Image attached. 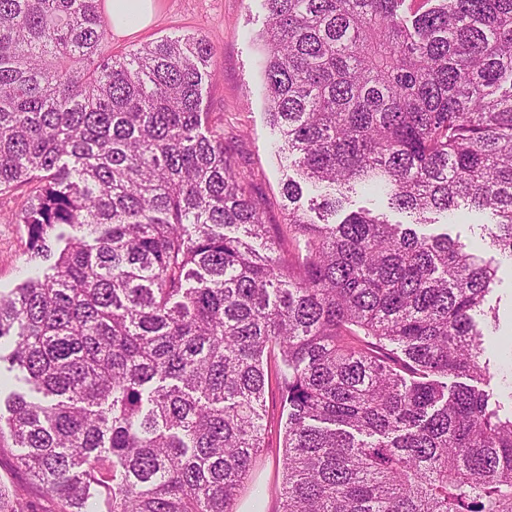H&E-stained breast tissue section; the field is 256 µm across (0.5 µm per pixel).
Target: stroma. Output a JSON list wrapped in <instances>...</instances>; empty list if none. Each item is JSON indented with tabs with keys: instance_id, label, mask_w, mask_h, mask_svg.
<instances>
[{
	"instance_id": "1",
	"label": "stroma",
	"mask_w": 512,
	"mask_h": 512,
	"mask_svg": "<svg viewBox=\"0 0 512 512\" xmlns=\"http://www.w3.org/2000/svg\"><path fill=\"white\" fill-rule=\"evenodd\" d=\"M154 18L148 26L126 36L108 35L112 54L123 55L166 36L202 35L214 48L212 76L203 89V107L224 118V135L237 157L253 173L255 193L268 208L271 223L282 221L281 182L285 170L275 146L280 134L267 122L259 34L265 24L264 0H155ZM29 196L28 187L0 195V291L9 292L28 274L24 237L20 225L5 218L20 212ZM485 214L459 207L448 219V233L474 253L494 262L497 284L490 296L494 320L483 323L491 381L501 401L512 398V365L499 371L500 361L512 356V260L497 255L483 240L480 224ZM18 451L10 441L0 442V485L28 488L37 512H61L60 502L29 489ZM282 468L274 452L263 453L239 495L237 512H279Z\"/></svg>"
}]
</instances>
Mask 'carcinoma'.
<instances>
[{
  "label": "carcinoma",
  "mask_w": 512,
  "mask_h": 512,
  "mask_svg": "<svg viewBox=\"0 0 512 512\" xmlns=\"http://www.w3.org/2000/svg\"><path fill=\"white\" fill-rule=\"evenodd\" d=\"M101 0H0V194L37 272L0 293V412L65 512H234L287 411L282 512H512L483 360L497 268L418 226L464 203L512 258V0H264L270 124L300 182L269 223L213 48L107 52ZM377 189L409 221L361 208ZM0 512H31L19 490Z\"/></svg>",
  "instance_id": "cac0c4a2"
}]
</instances>
